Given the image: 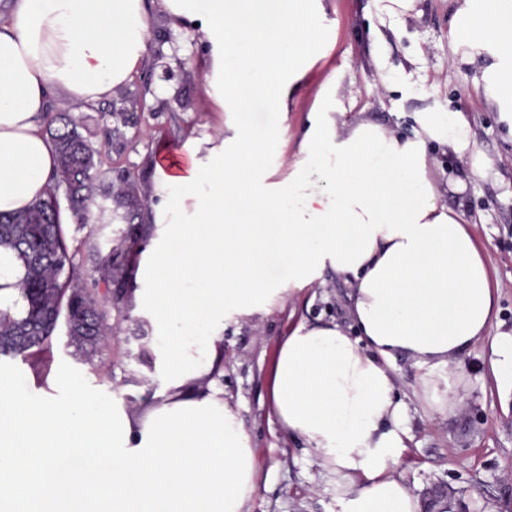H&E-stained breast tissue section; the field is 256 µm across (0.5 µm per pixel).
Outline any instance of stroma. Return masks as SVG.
Masks as SVG:
<instances>
[{"label": "stroma", "instance_id": "35a3bbf8", "mask_svg": "<svg viewBox=\"0 0 512 512\" xmlns=\"http://www.w3.org/2000/svg\"><path fill=\"white\" fill-rule=\"evenodd\" d=\"M326 23L335 47L317 62L312 81L299 91L288 115L290 141H297L319 83L339 74L338 94L353 107L346 121H376L388 129L414 136L422 112L467 113L476 146L463 154L428 144L440 183L481 162L482 176L463 190L445 191L448 204L462 205L476 222L475 233L498 285L491 336L512 333V132L485 103L477 86V68L452 55L449 31L454 0H419L414 15L369 32L371 0H324ZM153 39L162 53L151 85L141 75L117 90L112 100L79 114V132L99 149V168L106 181H131L140 198L157 159L178 151L188 138L199 136L217 113L202 88L194 60L199 34L173 29L161 13H153ZM392 70L394 88L382 90L373 80L376 60ZM127 107V118L113 108ZM351 289L325 274L323 283L284 297L274 311L224 329L222 373L225 398L241 419L257 450L258 489L250 512H336L335 489L329 476L312 464L304 444L283 431L268 395L278 348L299 321H336L349 325ZM114 340L106 354L88 364L57 335L49 350L29 362L0 359V377L43 383L58 375L102 389L114 379L158 390L159 379H147L138 356L150 334L147 321L133 316L124 302L112 318ZM491 344L480 343L464 355L460 394L464 407L443 418L416 395L419 372L407 360L397 363V389L407 405L401 474L416 494L435 485L447 487L452 499L470 512H512V387L498 385L488 370Z\"/></svg>", "mask_w": 512, "mask_h": 512}]
</instances>
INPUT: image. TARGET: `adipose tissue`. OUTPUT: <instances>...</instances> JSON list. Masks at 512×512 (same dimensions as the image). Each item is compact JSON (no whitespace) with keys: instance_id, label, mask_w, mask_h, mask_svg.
Instances as JSON below:
<instances>
[{"instance_id":"1","label":"adipose tissue","mask_w":512,"mask_h":512,"mask_svg":"<svg viewBox=\"0 0 512 512\" xmlns=\"http://www.w3.org/2000/svg\"><path fill=\"white\" fill-rule=\"evenodd\" d=\"M452 44L477 65L490 107L512 126V0H455ZM170 25L196 29L215 134L158 161L133 303L151 327L156 392L98 391L63 377L38 388L0 378V512H247L256 453L212 381L224 322L268 315L329 270L350 284V327L299 323L269 383L273 413L330 476L337 512H422L399 474L395 364L420 369L434 413L462 398L459 357L490 340L495 380L512 376V336L490 335L494 290L473 225L441 201L427 142L464 153L465 112H423L416 138L343 121L338 81L316 94L287 175L264 163L332 42L323 0H155ZM145 0H15L0 14V213L43 197L57 156L43 132L51 88L76 110L112 98L152 48ZM288 271L272 277L269 259ZM141 413L128 411L129 402Z\"/></svg>"}]
</instances>
